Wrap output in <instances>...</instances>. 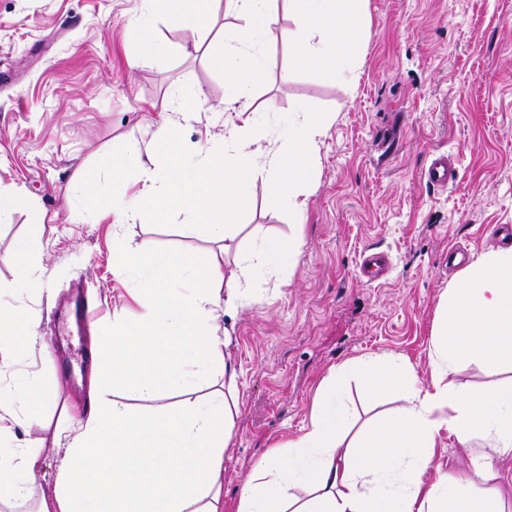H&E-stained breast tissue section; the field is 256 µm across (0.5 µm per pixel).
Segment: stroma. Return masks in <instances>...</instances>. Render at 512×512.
Returning <instances> with one entry per match:
<instances>
[{
	"label": "stroma",
	"instance_id": "obj_1",
	"mask_svg": "<svg viewBox=\"0 0 512 512\" xmlns=\"http://www.w3.org/2000/svg\"><path fill=\"white\" fill-rule=\"evenodd\" d=\"M369 29L350 33L353 74L328 65L295 64L286 36L291 21L278 11L267 40L255 105L271 135L298 105L328 118V130L307 174L305 223H292L256 182L239 205L242 232L231 255L255 258L267 235L300 237L294 264L257 282L253 298L231 312L216 308L224 357L237 373L234 437L224 451V509L233 512L242 479L270 446L301 435L318 385L331 367L389 354L407 357L418 382L433 384L432 333L440 299L457 271L443 262L449 248L471 257L505 247L494 230L512 224V0H367ZM151 15V35L165 44L144 55L130 21ZM212 26L197 32L172 25L146 0H0V307L21 310L39 342L0 371V393L33 380H58L41 421L15 426L16 446L39 439L43 467L36 495H51L60 448L81 424L71 406L87 403L88 376L71 380L54 364L62 343L55 310L75 283L97 294L102 308L92 338L134 303L145 275L122 272L117 250L150 244L166 253L201 256L218 250L206 231L186 236L181 217L116 224L76 198L80 183L97 184L126 143L159 126L175 128L181 154L224 140V61L201 44L224 31V0L211 4ZM179 95L183 112L161 111ZM460 160L455 184H428L432 154ZM388 253V278L367 284L358 268L366 251ZM33 277L19 286L17 255ZM450 380L461 393L512 382V369L486 376L463 358ZM352 384L354 429L400 405L397 394ZM473 454L442 432L432 469L454 479L472 469Z\"/></svg>",
	"mask_w": 512,
	"mask_h": 512
}]
</instances>
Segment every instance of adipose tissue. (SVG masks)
Instances as JSON below:
<instances>
[{
  "label": "adipose tissue",
  "instance_id": "adipose-tissue-1",
  "mask_svg": "<svg viewBox=\"0 0 512 512\" xmlns=\"http://www.w3.org/2000/svg\"><path fill=\"white\" fill-rule=\"evenodd\" d=\"M279 1L292 21L291 59L328 62L340 72L354 68L350 45L335 36L369 25L366 0H224L233 24L213 47L234 73L224 109L238 119L224 125L223 151L207 148L196 164H180L175 131L165 124L149 140L130 141L114 159L108 199L89 195L82 184L77 194L117 213L124 224L178 213L185 217L184 235L204 226L224 240L238 234L237 206L260 180L270 183L275 204L302 221L309 198L304 174L327 121L299 106L279 146L270 149L262 114L253 106L254 79L264 67ZM148 2L167 12L173 25L200 31L209 26L212 0ZM130 169L137 172L134 192L125 178ZM300 249V240L268 237L259 244L258 263L234 270L220 253L201 262L148 247L118 253L119 271L147 273L139 311L133 321L113 322L111 335L96 348L90 409L59 454L53 495L32 497L43 460L30 441L0 458V512H16L30 500L33 512H224V450L234 434L237 385L212 314L220 305L235 309L252 283L286 270ZM37 341L28 320L0 308L1 355ZM466 355L480 359L491 375L502 362H512V247L480 255L442 295L432 340V390L417 387L413 367L401 355L334 369L316 390L305 433L269 450L242 482L235 512H505L500 490L489 485L494 475L482 462H474L463 480L428 474L445 428L463 447L485 445L512 456V383L468 395L453 391L448 378ZM355 376L367 388L399 392L404 404L380 430L350 445L346 392ZM216 377L223 378V389L195 399L201 381ZM117 385L148 398L176 391L186 399L135 419L127 405L104 399ZM56 391V382H34L21 405L0 395V435L22 419H35L36 405Z\"/></svg>",
  "mask_w": 512,
  "mask_h": 512
}]
</instances>
